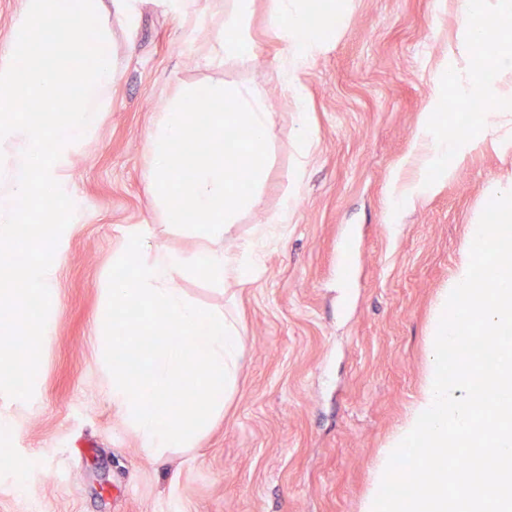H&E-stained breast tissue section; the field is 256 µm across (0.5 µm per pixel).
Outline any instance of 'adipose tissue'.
<instances>
[{"label": "adipose tissue", "instance_id": "obj_1", "mask_svg": "<svg viewBox=\"0 0 512 512\" xmlns=\"http://www.w3.org/2000/svg\"><path fill=\"white\" fill-rule=\"evenodd\" d=\"M249 11L250 0H225L224 34L209 51L210 65L219 67L250 52ZM335 12V0H269V22L282 44L279 73L286 94L298 96V75L325 46L328 19Z\"/></svg>", "mask_w": 512, "mask_h": 512}]
</instances>
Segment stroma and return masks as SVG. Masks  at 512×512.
<instances>
[{"instance_id": "1", "label": "stroma", "mask_w": 512, "mask_h": 512, "mask_svg": "<svg viewBox=\"0 0 512 512\" xmlns=\"http://www.w3.org/2000/svg\"><path fill=\"white\" fill-rule=\"evenodd\" d=\"M342 23L284 97L268 0H253V48L213 68L222 0L177 15L140 0L113 24L111 105L66 171L75 214L62 254L34 396L0 398V512H363L388 441L413 410L428 334L463 249L499 182L512 137L474 143L434 188L395 209L391 177L413 180L418 122L458 51L460 0H336ZM252 80L274 114L259 209L224 237L236 250L289 205L260 275L178 285L198 305H232L242 348L233 391L195 448L147 458L107 398L97 345L103 283L126 229L148 225L184 258L209 246L163 223L146 192L147 137L174 85ZM310 130L299 154L296 132Z\"/></svg>"}]
</instances>
